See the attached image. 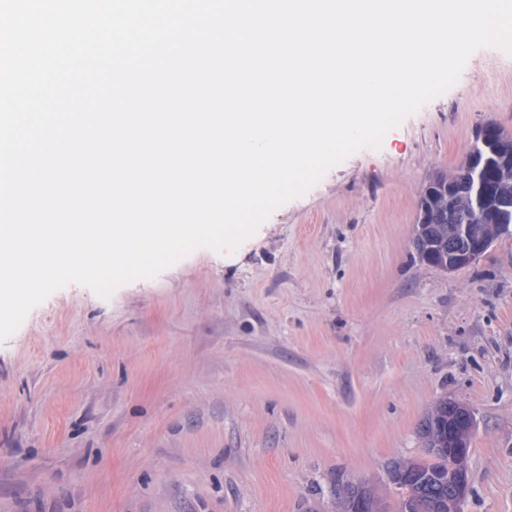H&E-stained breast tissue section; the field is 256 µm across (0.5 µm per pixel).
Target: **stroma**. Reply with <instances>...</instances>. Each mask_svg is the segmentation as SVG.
Here are the masks:
<instances>
[{
    "label": "stroma",
    "mask_w": 512,
    "mask_h": 512,
    "mask_svg": "<svg viewBox=\"0 0 512 512\" xmlns=\"http://www.w3.org/2000/svg\"><path fill=\"white\" fill-rule=\"evenodd\" d=\"M488 120L512 130L494 48L234 252L50 294L0 343V512H336L348 482L392 508L442 396L476 421L463 512H512V235L455 273L410 247Z\"/></svg>",
    "instance_id": "1"
}]
</instances>
